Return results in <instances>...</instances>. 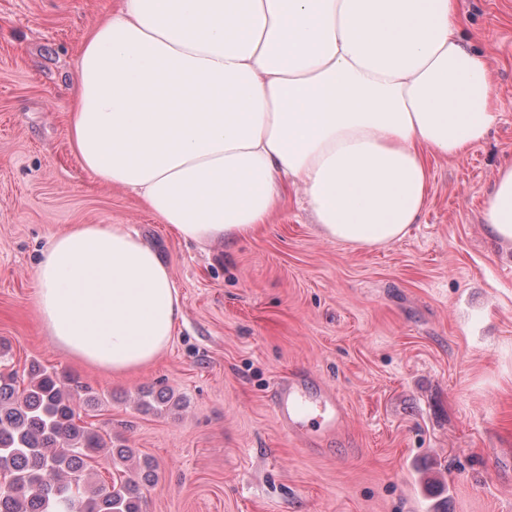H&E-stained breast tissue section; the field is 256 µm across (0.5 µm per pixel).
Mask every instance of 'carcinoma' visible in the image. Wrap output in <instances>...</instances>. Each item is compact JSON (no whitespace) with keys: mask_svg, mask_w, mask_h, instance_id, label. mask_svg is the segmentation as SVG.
<instances>
[{"mask_svg":"<svg viewBox=\"0 0 512 512\" xmlns=\"http://www.w3.org/2000/svg\"><path fill=\"white\" fill-rule=\"evenodd\" d=\"M0 344V512H143L154 465L123 479L89 483L87 467L101 457H133L112 448V435L84 420L92 390L38 361L18 371Z\"/></svg>","mask_w":512,"mask_h":512,"instance_id":"obj_1","label":"carcinoma"}]
</instances>
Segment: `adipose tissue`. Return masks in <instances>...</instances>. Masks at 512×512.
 <instances>
[{"label": "adipose tissue", "mask_w": 512, "mask_h": 512, "mask_svg": "<svg viewBox=\"0 0 512 512\" xmlns=\"http://www.w3.org/2000/svg\"><path fill=\"white\" fill-rule=\"evenodd\" d=\"M455 0H122L82 50L70 138L100 183L200 245L253 234L298 188L325 238L382 247L418 223L426 158L465 157L499 121ZM484 226L512 243V160ZM39 321L121 376L182 316L169 267L125 224H76L36 267Z\"/></svg>", "instance_id": "adipose-tissue-1"}]
</instances>
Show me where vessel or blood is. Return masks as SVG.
<instances>
[{"instance_id":"vessel-or-blood-1","label":"vessel or blood","mask_w":512,"mask_h":512,"mask_svg":"<svg viewBox=\"0 0 512 512\" xmlns=\"http://www.w3.org/2000/svg\"><path fill=\"white\" fill-rule=\"evenodd\" d=\"M306 383V378L301 375L283 377L275 382L270 402L281 428L298 435L305 424L314 423L323 435H336L347 417L343 400L328 388L307 392Z\"/></svg>"}]
</instances>
